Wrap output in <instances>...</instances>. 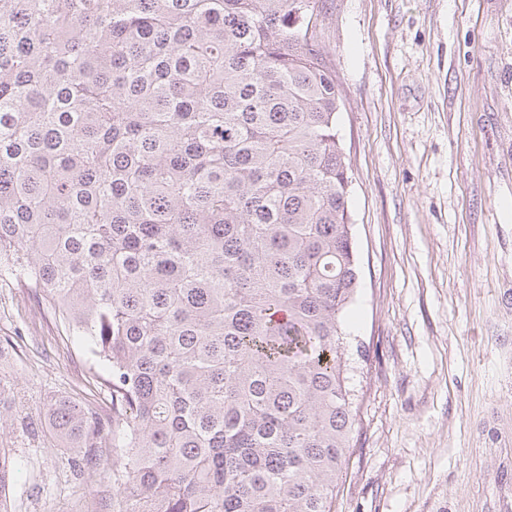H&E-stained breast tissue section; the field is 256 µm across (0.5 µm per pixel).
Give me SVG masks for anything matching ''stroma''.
I'll return each mask as SVG.
<instances>
[{
	"instance_id": "stroma-1",
	"label": "stroma",
	"mask_w": 512,
	"mask_h": 512,
	"mask_svg": "<svg viewBox=\"0 0 512 512\" xmlns=\"http://www.w3.org/2000/svg\"><path fill=\"white\" fill-rule=\"evenodd\" d=\"M359 258L357 421L335 512H512V0H323ZM20 422L8 512H112L39 420L109 409L38 289L0 287Z\"/></svg>"
}]
</instances>
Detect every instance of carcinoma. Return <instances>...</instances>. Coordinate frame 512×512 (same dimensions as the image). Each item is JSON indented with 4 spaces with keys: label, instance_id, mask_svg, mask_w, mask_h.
Listing matches in <instances>:
<instances>
[{
    "label": "carcinoma",
    "instance_id": "cac0c4a2",
    "mask_svg": "<svg viewBox=\"0 0 512 512\" xmlns=\"http://www.w3.org/2000/svg\"><path fill=\"white\" fill-rule=\"evenodd\" d=\"M320 2L0 0V285L109 392L45 414L79 469L112 436L115 512H334L358 270Z\"/></svg>",
    "mask_w": 512,
    "mask_h": 512
}]
</instances>
